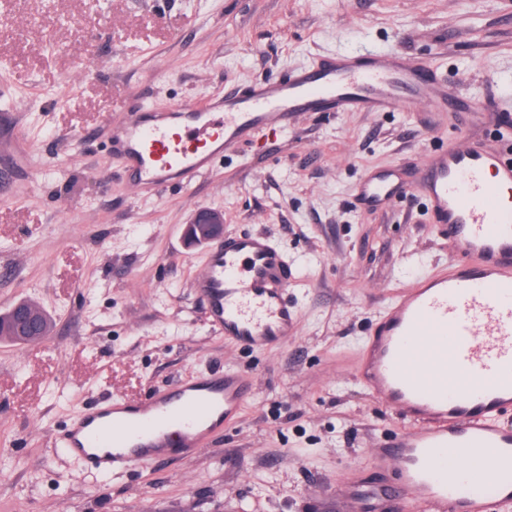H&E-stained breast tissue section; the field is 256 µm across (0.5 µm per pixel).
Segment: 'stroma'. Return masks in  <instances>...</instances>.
<instances>
[{
    "mask_svg": "<svg viewBox=\"0 0 512 512\" xmlns=\"http://www.w3.org/2000/svg\"><path fill=\"white\" fill-rule=\"evenodd\" d=\"M383 51L490 112L303 113L156 196L106 160L136 103L203 104L321 54ZM0 52L20 150L0 154V311L24 298L53 319L44 340H0V512H351L353 473L398 428L354 382L360 344L393 294L449 260L418 191L372 209L357 187L512 114V0H0ZM202 207L287 251L302 313L288 347L240 348L208 325L192 287L204 251L182 237ZM227 367L255 393L196 455L100 475L56 446L81 409Z\"/></svg>",
    "mask_w": 512,
    "mask_h": 512,
    "instance_id": "35a3bbf8",
    "label": "stroma"
}]
</instances>
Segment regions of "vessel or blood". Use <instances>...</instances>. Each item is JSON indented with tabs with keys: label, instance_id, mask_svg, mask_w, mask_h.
<instances>
[{
	"label": "vessel or blood",
	"instance_id": "obj_1",
	"mask_svg": "<svg viewBox=\"0 0 512 512\" xmlns=\"http://www.w3.org/2000/svg\"><path fill=\"white\" fill-rule=\"evenodd\" d=\"M427 66L400 53L339 54L282 78L225 89L205 107L159 112L142 104L112 127L108 154L146 195L194 182L217 159L304 112L480 113ZM420 183L421 198L454 260L394 296L366 336L356 383L400 421L370 453V512H512V157L484 140L452 143L405 180L402 169L359 184L367 206H391ZM292 263L269 236L224 237L193 286L207 322L252 350L292 342L299 309ZM255 391L228 368L140 402L113 399L80 414L60 441L95 473L134 471L175 452L204 449L214 417L232 421Z\"/></svg>",
	"mask_w": 512,
	"mask_h": 512
}]
</instances>
